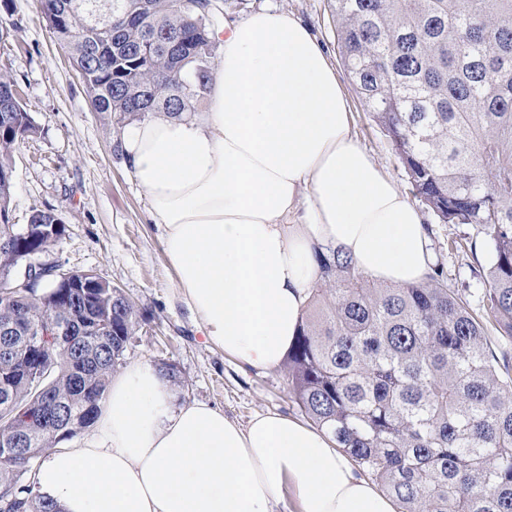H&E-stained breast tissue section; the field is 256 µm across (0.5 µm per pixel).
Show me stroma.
I'll return each instance as SVG.
<instances>
[{
	"label": "stroma",
	"instance_id": "obj_1",
	"mask_svg": "<svg viewBox=\"0 0 512 512\" xmlns=\"http://www.w3.org/2000/svg\"><path fill=\"white\" fill-rule=\"evenodd\" d=\"M213 2L218 29L225 21L243 20L262 8L285 9L302 17L339 68L357 138L398 186L410 191L390 138L373 121L341 67L329 0ZM0 72L16 80L38 128L13 152L11 221L22 226L34 211L52 210L66 232L42 254V261L95 272L144 315L141 329L127 346L124 365L174 364L184 380V400L220 407L225 416L243 425L265 412L300 417L286 366L242 369L206 340L181 301L157 230L146 219L145 195L128 176L118 147L119 130L110 114L94 111L81 78L46 23L40 0H13L10 10L0 12ZM420 213L449 287L479 307L482 285L475 270L486 264L487 253L450 246L454 240L475 238L476 227L439 223L425 207Z\"/></svg>",
	"mask_w": 512,
	"mask_h": 512
}]
</instances>
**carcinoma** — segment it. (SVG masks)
<instances>
[{
	"mask_svg": "<svg viewBox=\"0 0 512 512\" xmlns=\"http://www.w3.org/2000/svg\"><path fill=\"white\" fill-rule=\"evenodd\" d=\"M97 112L131 121L195 111L214 51L210 0H115L110 26L90 27L96 0H40ZM339 52L356 92L389 136L415 195L443 224H472L489 254L481 307L448 287L376 284L340 250L318 256L323 287L288 350L291 393L313 424L380 482L401 512H512V359L491 347L487 325L512 338V0H330ZM16 81L0 73V242L8 223L12 155L37 133ZM58 237L21 247L45 253ZM44 283L0 304V416L35 415L47 388L79 410L84 389L105 401L142 314L122 292L72 291L52 301ZM87 321L96 341L70 342ZM54 357L33 383L15 335L60 323ZM28 462L61 442L56 428L15 419ZM0 463V512H59Z\"/></svg>",
	"mask_w": 512,
	"mask_h": 512,
	"instance_id": "1",
	"label": "carcinoma"
}]
</instances>
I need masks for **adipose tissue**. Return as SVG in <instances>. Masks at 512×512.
<instances>
[{
  "label": "adipose tissue",
  "instance_id": "adipose-tissue-1",
  "mask_svg": "<svg viewBox=\"0 0 512 512\" xmlns=\"http://www.w3.org/2000/svg\"><path fill=\"white\" fill-rule=\"evenodd\" d=\"M207 108L149 115L120 147L182 300L243 365L280 366L320 282L317 252L375 281L422 282L419 210L369 155L328 54L298 15L263 9L217 32ZM34 490L60 512H395L322 430L273 412L247 425L183 402L153 366L113 376L84 443L43 458Z\"/></svg>",
  "mask_w": 512,
  "mask_h": 512
}]
</instances>
